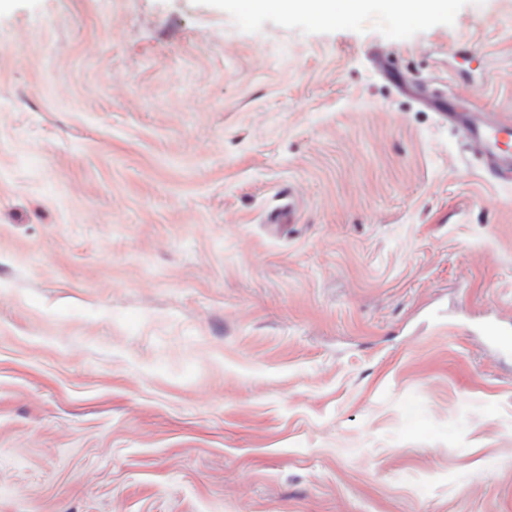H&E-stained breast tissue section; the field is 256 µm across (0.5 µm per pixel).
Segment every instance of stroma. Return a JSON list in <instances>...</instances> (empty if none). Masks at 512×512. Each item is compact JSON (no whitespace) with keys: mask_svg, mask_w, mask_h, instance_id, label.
<instances>
[{"mask_svg":"<svg viewBox=\"0 0 512 512\" xmlns=\"http://www.w3.org/2000/svg\"><path fill=\"white\" fill-rule=\"evenodd\" d=\"M443 79L512 119V0H0V512H512V185ZM358 0L339 1V0H251L252 8L272 7L284 12L299 11L309 16L330 19L335 17L342 4L348 8L355 7Z\"/></svg>","mask_w":512,"mask_h":512,"instance_id":"1","label":"stroma"}]
</instances>
